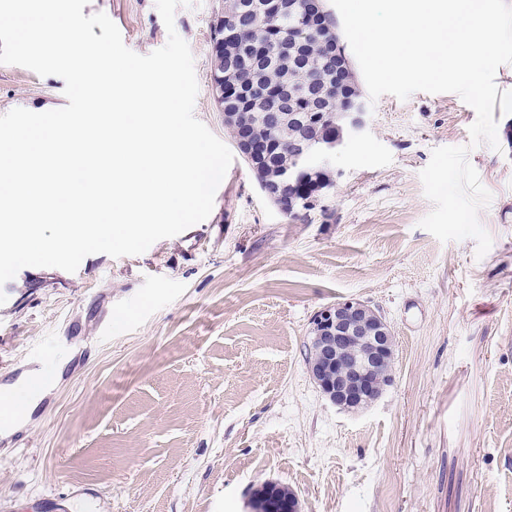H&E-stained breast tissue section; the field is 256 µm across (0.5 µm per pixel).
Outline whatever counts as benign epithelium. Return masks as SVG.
<instances>
[{"mask_svg": "<svg viewBox=\"0 0 512 512\" xmlns=\"http://www.w3.org/2000/svg\"><path fill=\"white\" fill-rule=\"evenodd\" d=\"M264 10L274 16L306 13V19L323 26L325 11L320 0H262ZM256 66L255 49L249 42L240 51L224 58L229 77ZM342 127L336 140L327 144L304 139L297 144L299 153L325 150L334 155L345 141L359 136L367 124L366 103L348 97L339 109ZM395 339L384 316L360 300H343L319 310L313 320L308 346L307 367L321 392L336 406L357 411L379 399L394 383L393 360ZM263 491L255 494L254 512H301L299 500L287 486L276 481L262 483Z\"/></svg>", "mask_w": 512, "mask_h": 512, "instance_id": "7a95c632", "label": "benign epithelium"}]
</instances>
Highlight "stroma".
<instances>
[{
  "label": "stroma",
  "mask_w": 512,
  "mask_h": 512,
  "mask_svg": "<svg viewBox=\"0 0 512 512\" xmlns=\"http://www.w3.org/2000/svg\"><path fill=\"white\" fill-rule=\"evenodd\" d=\"M191 0L175 28L194 57V114L231 137L213 24ZM146 55L168 34L155 0H89ZM498 148L470 147L492 201V246L439 242L419 178L440 146H470L453 93L386 94L333 160L329 216L287 223L234 154L209 217L144 253L26 267L0 305V386L64 361L30 419L0 436V512H248L288 485L303 512H512V65L499 67ZM64 81L0 64V114L52 102ZM356 299L395 336L394 383L353 413L307 372L312 321Z\"/></svg>",
  "instance_id": "obj_1"
}]
</instances>
